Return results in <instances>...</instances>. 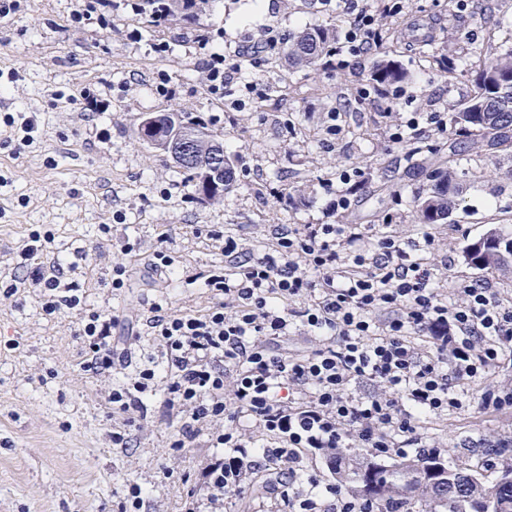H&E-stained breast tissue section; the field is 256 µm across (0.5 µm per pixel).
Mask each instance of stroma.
<instances>
[{
  "mask_svg": "<svg viewBox=\"0 0 512 512\" xmlns=\"http://www.w3.org/2000/svg\"><path fill=\"white\" fill-rule=\"evenodd\" d=\"M77 0H21L18 12L0 17V512H210L203 468L219 449L200 429L174 447L177 418L166 403L161 348L146 320L154 305L200 313L214 295L206 279L224 265L219 232L250 240L255 251L272 241L280 224L323 222L328 183L360 170L355 203L335 215L339 224H378L414 238L413 199L425 178L403 179L407 146L384 133L385 108L394 112L448 111L467 98L470 76L447 83L427 69L419 36L434 32L436 45L463 57L472 43L512 45V0H498L493 25L480 18L481 0H409L406 18H384L410 78L387 98L369 96V111L347 100L367 86L381 51L350 69L314 73L287 68L280 49L244 64L257 79L263 105L229 108L205 89L198 69L205 49L185 25L159 26L148 14L119 8L112 27L74 26ZM277 26L289 35L313 25L343 28L335 8L321 0H210L199 20L220 44L243 46L251 34ZM167 41L157 57L151 45ZM181 110L220 132L234 157L236 182L224 198L197 200L171 161L135 140L133 125L146 112ZM340 114L338 135L326 115ZM33 119L32 132L23 122ZM369 129L364 138L355 127ZM464 202L447 223L430 230L451 261L443 291L484 283L512 295V272L466 264L464 250L489 229L512 236V163L483 159ZM51 231V257L69 264L63 280L80 306L53 315L32 284L22 258L31 230ZM138 255L122 289L112 286V263L126 242ZM168 254L166 271L150 268L155 251ZM13 295H6L8 286ZM92 311L118 315L115 339L121 362L109 372L83 371L81 321ZM133 327H125V320ZM157 360L152 390L140 410L113 412L109 396ZM127 434L112 442L113 430ZM424 432L460 457L483 441L512 437L511 414L462 409L430 419ZM143 492L132 507L131 486Z\"/></svg>",
  "mask_w": 512,
  "mask_h": 512,
  "instance_id": "1",
  "label": "stroma"
}]
</instances>
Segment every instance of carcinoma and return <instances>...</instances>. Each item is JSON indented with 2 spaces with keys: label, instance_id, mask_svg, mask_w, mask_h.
Returning <instances> with one entry per match:
<instances>
[{
  "label": "carcinoma",
  "instance_id": "cac0c4a2",
  "mask_svg": "<svg viewBox=\"0 0 512 512\" xmlns=\"http://www.w3.org/2000/svg\"><path fill=\"white\" fill-rule=\"evenodd\" d=\"M210 0H164V17L185 25L196 21ZM337 30L315 25L288 38L285 61L291 68L317 71L327 54L336 46ZM424 58L431 70L441 78L453 79L458 71L473 77V92L464 101L451 106L452 138L443 142L423 139L412 146L411 168L429 180L427 189L414 197L415 220L419 224H445L463 201L464 178L470 173L471 158L461 145L476 138V155L484 158H512V46L482 45L462 60L438 54L433 43H427ZM408 72L398 61L384 55L369 74L371 86L385 94L405 83ZM202 148H197V161L182 170L187 174L193 193L204 191ZM479 250H465L468 263L483 269L512 270V237L498 231L479 238ZM336 481L356 500H368L375 512H471L470 503H496L495 512H512V494L501 490L499 480L512 472V459H496V454L483 448L472 460H461L446 469L448 479L461 471L479 476V483L453 494L430 488V468L447 462L441 453L406 456L390 462L392 469L375 473L377 488L368 487L366 470L380 464L376 456L349 448H338L327 455ZM496 470L495 477L485 480L487 467Z\"/></svg>",
  "mask_w": 512,
  "mask_h": 512
}]
</instances>
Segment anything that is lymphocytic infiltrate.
Instances as JSON below:
<instances>
[{
  "mask_svg": "<svg viewBox=\"0 0 512 512\" xmlns=\"http://www.w3.org/2000/svg\"><path fill=\"white\" fill-rule=\"evenodd\" d=\"M405 0L375 9L369 0H344L348 21L326 65L349 68L382 40L378 13L401 14ZM280 41L276 27L261 28L249 49L216 48L200 64L209 94L237 87L236 108L256 92L241 80V58ZM390 138L411 143L447 138L444 112H409L392 120ZM440 243L428 230L409 241L390 224H289L270 247L254 254L246 239L224 238V267L207 286L219 300L202 314L155 307L151 325L167 361L168 405L178 417L175 447L201 426H211L212 447L222 457L205 469L211 512H223L224 496L251 477L257 460L296 478L305 449L329 453L365 448L377 455L434 452L424 421L469 405L511 413L512 385L490 386L462 398L461 383L512 368V298L470 284L449 301L439 287L447 265L431 256ZM62 266L36 263L31 279L44 290L48 313L80 305L59 295ZM116 315L90 313L80 331L84 371L112 367L118 351ZM314 339L306 351H280L291 330ZM374 387L358 393L360 384ZM247 419L252 433L237 428ZM225 421L217 429V421ZM289 512H373L337 484L309 476L303 490L286 481L272 490Z\"/></svg>",
  "mask_w": 512,
  "mask_h": 512,
  "instance_id": "obj_1",
  "label": "lymphocytic infiltrate"
}]
</instances>
